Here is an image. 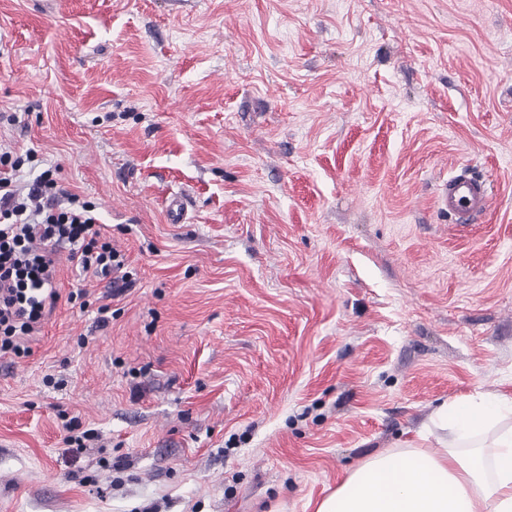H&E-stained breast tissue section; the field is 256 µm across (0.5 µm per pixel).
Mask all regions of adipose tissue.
Instances as JSON below:
<instances>
[{"label": "adipose tissue", "mask_w": 512, "mask_h": 512, "mask_svg": "<svg viewBox=\"0 0 512 512\" xmlns=\"http://www.w3.org/2000/svg\"><path fill=\"white\" fill-rule=\"evenodd\" d=\"M512 397L482 394L441 404L433 424L451 445L365 460L315 512H512Z\"/></svg>", "instance_id": "1"}]
</instances>
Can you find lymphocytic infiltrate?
<instances>
[{
	"mask_svg": "<svg viewBox=\"0 0 512 512\" xmlns=\"http://www.w3.org/2000/svg\"><path fill=\"white\" fill-rule=\"evenodd\" d=\"M22 165L0 151V354H21L23 338L54 308L58 247L67 246L81 272L95 277L124 266L89 202L59 194L48 170L18 185Z\"/></svg>",
	"mask_w": 512,
	"mask_h": 512,
	"instance_id": "obj_1",
	"label": "lymphocytic infiltrate"
}]
</instances>
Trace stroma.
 <instances>
[{
    "label": "stroma",
    "mask_w": 512,
    "mask_h": 512,
    "mask_svg": "<svg viewBox=\"0 0 512 512\" xmlns=\"http://www.w3.org/2000/svg\"><path fill=\"white\" fill-rule=\"evenodd\" d=\"M1 144L133 283L59 248L0 357V512H314L512 392V0H0ZM461 173L470 224L437 205ZM491 193L486 182L467 175H455L443 185L439 204L455 223L464 224L490 208Z\"/></svg>",
    "instance_id": "obj_1"
}]
</instances>
